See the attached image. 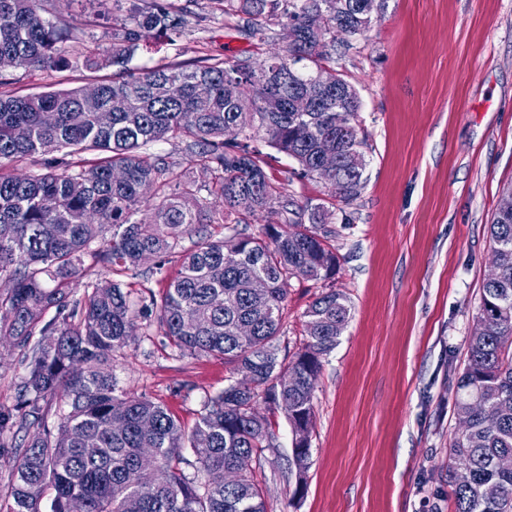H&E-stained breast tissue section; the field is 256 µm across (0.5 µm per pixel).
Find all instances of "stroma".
Masks as SVG:
<instances>
[{
    "instance_id": "35a3bbf8",
    "label": "stroma",
    "mask_w": 512,
    "mask_h": 512,
    "mask_svg": "<svg viewBox=\"0 0 512 512\" xmlns=\"http://www.w3.org/2000/svg\"><path fill=\"white\" fill-rule=\"evenodd\" d=\"M130 0H41L42 13L70 31L71 51L103 49L127 22ZM199 24L143 41L132 67L200 64L216 57L259 62L284 46L207 15V0H175ZM357 90V126L367 178L342 202L320 178L272 153L267 172L298 202L332 212L338 267L329 281L288 283L278 357L305 340V312L325 286L352 305L316 381L310 467L303 491L288 472L292 432L282 410L257 404L273 434L255 477L268 512H453L449 442L458 430L452 383L462 371L482 283L488 226L512 184V0H384L362 34L336 38L325 62ZM96 72H0L1 95L78 87ZM121 390L146 396L185 428L207 397L240 380L233 365L180 356L156 316L138 318L112 360Z\"/></svg>"
}]
</instances>
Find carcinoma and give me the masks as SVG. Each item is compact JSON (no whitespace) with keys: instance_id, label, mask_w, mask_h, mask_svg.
Returning <instances> with one entry per match:
<instances>
[{"instance_id":"carcinoma-1","label":"carcinoma","mask_w":512,"mask_h":512,"mask_svg":"<svg viewBox=\"0 0 512 512\" xmlns=\"http://www.w3.org/2000/svg\"><path fill=\"white\" fill-rule=\"evenodd\" d=\"M40 0H0V69L65 71L114 66L112 77L86 87L26 96L0 97V166L35 155L42 172L0 173V275L12 288L0 294V338L23 350L24 374L18 398L0 407V435L14 430L27 438L14 444L10 512H67L80 497L86 512H267L255 479L272 434L255 412L261 398L281 409L292 430L289 471L302 486L309 469L313 393L321 356L342 335L352 306L334 288L319 294L305 312L306 342L292 359L279 360L273 341L281 329L288 281L318 280L336 273L328 244L332 231L300 229L293 217L309 213L313 224L328 223L321 204L301 205L266 171L270 147L294 159L302 178L315 176L317 154L338 155L342 201L357 198L367 166L364 139L355 118L356 90L341 80L340 91L316 92L314 76L336 48V29L362 34L372 18L360 12L368 0H209L213 12L236 19L247 35L264 34L274 19L299 30L298 40L256 64L215 59L203 65L174 63L142 67L128 74L139 42L166 35L188 23L191 12L163 0L131 4L133 25L112 29L108 54L65 53L69 35L40 13ZM329 10L325 29L305 27L317 10ZM305 87L316 103L297 112L294 92ZM344 128H336V111ZM238 125L245 140L224 138ZM160 141H176L202 185L169 158L145 152ZM95 155L86 163L84 155ZM219 198L225 235L203 218L201 191ZM55 200L53 209L42 202ZM147 208L149 216L136 219ZM277 210L283 224L256 233L240 227L241 210ZM112 239L91 244L103 226ZM177 275L166 282L149 308L180 354L219 358L250 373L253 387L231 383L206 398L191 431L164 407L118 389L112 355L128 346L137 319L128 295L114 280L87 285L83 302L69 308V280L92 259L118 274L135 271L142 254L155 257L141 271L148 280L162 274L184 237ZM498 278L483 283L467 362L455 384L456 418L467 423L449 444V461L467 463L471 480L459 485L448 475L453 512H512V471L498 459L512 455V209H496L489 224ZM268 284L265 301L251 298L250 282ZM55 315L43 321L49 310ZM250 322L254 335L236 328ZM41 339L35 341L33 337ZM52 337L45 344L42 338ZM296 377L288 387V375ZM63 402L50 421L45 405ZM195 455L194 473L183 450Z\"/></svg>"}]
</instances>
